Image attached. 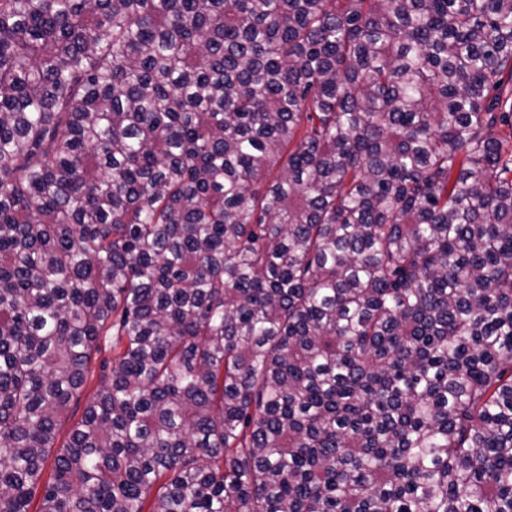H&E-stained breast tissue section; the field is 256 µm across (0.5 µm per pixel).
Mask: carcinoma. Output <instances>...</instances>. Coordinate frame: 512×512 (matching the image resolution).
Masks as SVG:
<instances>
[{"label": "carcinoma", "mask_w": 512, "mask_h": 512, "mask_svg": "<svg viewBox=\"0 0 512 512\" xmlns=\"http://www.w3.org/2000/svg\"><path fill=\"white\" fill-rule=\"evenodd\" d=\"M36 489L512 512V0H0V512ZM109 355L108 352L101 353L95 357L90 363L89 370L86 373L85 382L73 398L66 414L60 419L58 424V436L56 447L62 446L69 438L70 430L73 425L78 422L91 401L101 388L99 362L104 356ZM110 357L112 354L109 355Z\"/></svg>", "instance_id": "1"}]
</instances>
